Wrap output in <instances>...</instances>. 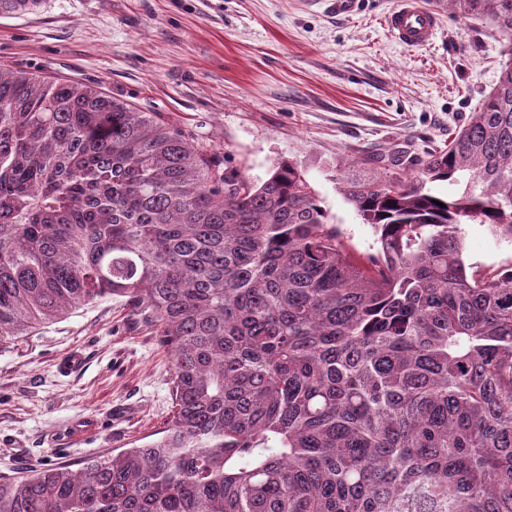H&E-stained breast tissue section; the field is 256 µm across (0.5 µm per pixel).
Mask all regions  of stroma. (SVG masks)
I'll return each mask as SVG.
<instances>
[{"label":"stroma","mask_w":512,"mask_h":512,"mask_svg":"<svg viewBox=\"0 0 512 512\" xmlns=\"http://www.w3.org/2000/svg\"><path fill=\"white\" fill-rule=\"evenodd\" d=\"M395 0H48L0 18V66L98 86L141 112L162 113L252 182L280 161L300 164L348 249L376 252L339 185V166L445 147L494 86L504 62L491 27L443 0L426 47L384 27ZM464 259L512 264V243L465 228ZM80 356L73 370L64 362ZM173 358L153 326L111 300L38 326L0 349V476L45 460L78 467L161 436L172 414ZM95 426L75 434L76 422Z\"/></svg>","instance_id":"obj_1"}]
</instances>
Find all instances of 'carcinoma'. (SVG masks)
I'll return each instance as SVG.
<instances>
[{"label":"carcinoma","mask_w":512,"mask_h":512,"mask_svg":"<svg viewBox=\"0 0 512 512\" xmlns=\"http://www.w3.org/2000/svg\"><path fill=\"white\" fill-rule=\"evenodd\" d=\"M448 4L507 61L412 171L342 172L364 258L297 163L253 183L158 112L0 67V347L117 298L174 405L157 440L0 476V512H512V266L463 258L466 224L512 242V0Z\"/></svg>","instance_id":"obj_1"}]
</instances>
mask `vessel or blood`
<instances>
[{
  "label": "vessel or blood",
  "instance_id": "vessel-or-blood-1",
  "mask_svg": "<svg viewBox=\"0 0 512 512\" xmlns=\"http://www.w3.org/2000/svg\"><path fill=\"white\" fill-rule=\"evenodd\" d=\"M384 27L402 46L425 47L437 37L440 18L424 0H395L384 16Z\"/></svg>",
  "mask_w": 512,
  "mask_h": 512
}]
</instances>
